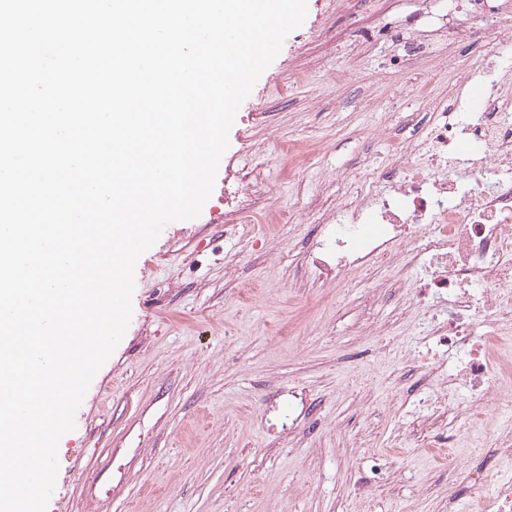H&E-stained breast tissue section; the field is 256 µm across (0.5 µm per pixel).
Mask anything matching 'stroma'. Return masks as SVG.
Masks as SVG:
<instances>
[{
    "mask_svg": "<svg viewBox=\"0 0 512 512\" xmlns=\"http://www.w3.org/2000/svg\"><path fill=\"white\" fill-rule=\"evenodd\" d=\"M236 112L193 222L134 269L132 318L58 445L47 512H479L448 451L402 441L427 318L387 286L318 280L310 253L388 130L454 94L495 36L432 0H307ZM389 325L379 352L360 329Z\"/></svg>",
    "mask_w": 512,
    "mask_h": 512,
    "instance_id": "stroma-1",
    "label": "stroma"
}]
</instances>
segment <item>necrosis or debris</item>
Returning <instances> with one entry per match:
<instances>
[{
  "mask_svg": "<svg viewBox=\"0 0 512 512\" xmlns=\"http://www.w3.org/2000/svg\"><path fill=\"white\" fill-rule=\"evenodd\" d=\"M453 10L479 29L512 34V0H454ZM500 49L468 60L462 81L484 82V108L471 117L453 95L429 112L410 114L412 132L397 154L421 163L390 171L350 170L365 200L342 206V223L326 228L312 267L319 277L387 270L408 259L425 275L411 289L432 327L417 357L442 380L422 403L440 425L431 444L457 447L488 403L512 409V93L496 76ZM473 150L461 158L459 141ZM483 512H512V478L468 475Z\"/></svg>",
  "mask_w": 512,
  "mask_h": 512,
  "instance_id": "obj_1",
  "label": "necrosis or debris"
}]
</instances>
